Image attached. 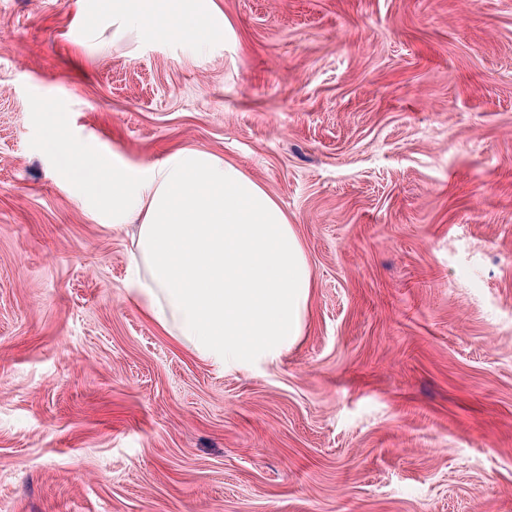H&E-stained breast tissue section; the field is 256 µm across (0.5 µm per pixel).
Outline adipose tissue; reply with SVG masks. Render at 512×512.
I'll use <instances>...</instances> for the list:
<instances>
[{
  "label": "adipose tissue",
  "instance_id": "adipose-tissue-1",
  "mask_svg": "<svg viewBox=\"0 0 512 512\" xmlns=\"http://www.w3.org/2000/svg\"><path fill=\"white\" fill-rule=\"evenodd\" d=\"M127 27L160 23L202 45L196 0H101ZM59 171L113 223H135L127 291L175 342L225 368L277 359L298 342L314 286L304 246L280 204L237 164L182 148L140 168L71 144Z\"/></svg>",
  "mask_w": 512,
  "mask_h": 512
}]
</instances>
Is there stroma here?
<instances>
[{
    "label": "stroma",
    "mask_w": 512,
    "mask_h": 512,
    "mask_svg": "<svg viewBox=\"0 0 512 512\" xmlns=\"http://www.w3.org/2000/svg\"><path fill=\"white\" fill-rule=\"evenodd\" d=\"M213 9L199 49L0 0V512H512V0ZM56 137L261 183L298 344L223 371L164 335Z\"/></svg>",
    "instance_id": "obj_1"
}]
</instances>
